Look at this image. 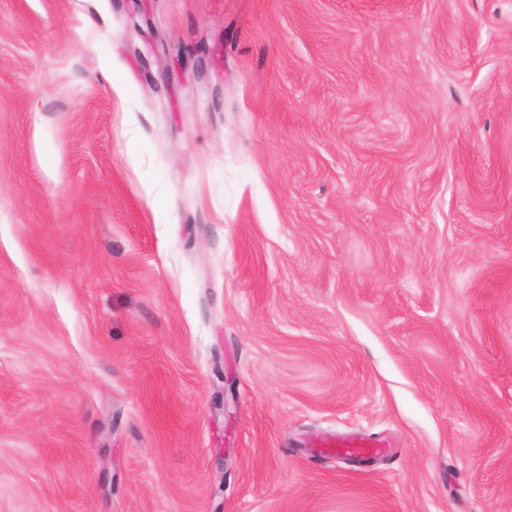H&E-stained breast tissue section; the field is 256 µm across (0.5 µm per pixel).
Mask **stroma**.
Masks as SVG:
<instances>
[{
    "label": "stroma",
    "mask_w": 512,
    "mask_h": 512,
    "mask_svg": "<svg viewBox=\"0 0 512 512\" xmlns=\"http://www.w3.org/2000/svg\"><path fill=\"white\" fill-rule=\"evenodd\" d=\"M0 512H512V0H0Z\"/></svg>",
    "instance_id": "stroma-1"
}]
</instances>
